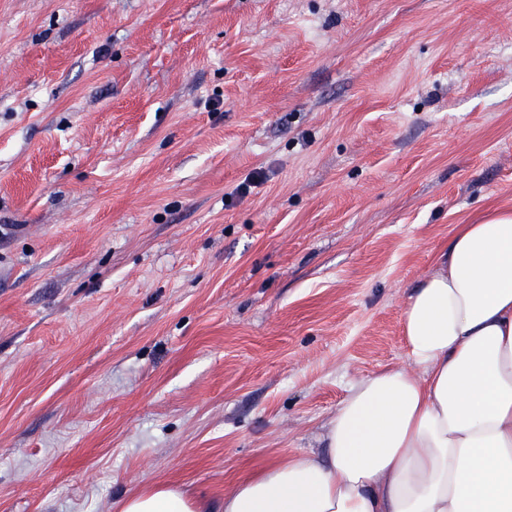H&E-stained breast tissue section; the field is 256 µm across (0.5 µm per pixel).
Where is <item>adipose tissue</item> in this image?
<instances>
[{"instance_id":"1","label":"adipose tissue","mask_w":512,"mask_h":512,"mask_svg":"<svg viewBox=\"0 0 512 512\" xmlns=\"http://www.w3.org/2000/svg\"><path fill=\"white\" fill-rule=\"evenodd\" d=\"M402 327L408 369L352 383L323 454L272 462L218 504L159 483L120 512H512V214L456 226Z\"/></svg>"}]
</instances>
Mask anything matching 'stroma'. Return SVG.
<instances>
[{"mask_svg":"<svg viewBox=\"0 0 512 512\" xmlns=\"http://www.w3.org/2000/svg\"><path fill=\"white\" fill-rule=\"evenodd\" d=\"M505 211L512 0H0V512L320 450Z\"/></svg>","mask_w":512,"mask_h":512,"instance_id":"35a3bbf8","label":"stroma"}]
</instances>
